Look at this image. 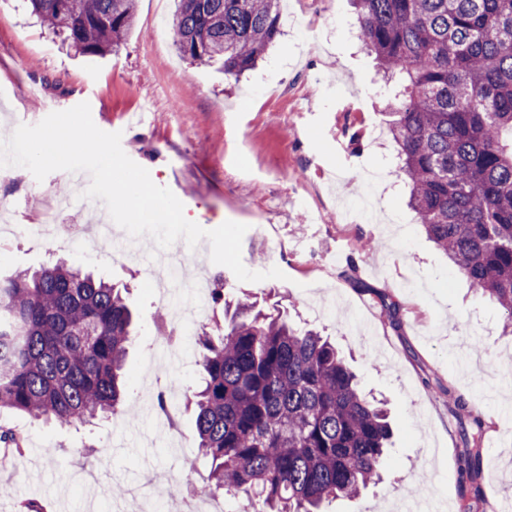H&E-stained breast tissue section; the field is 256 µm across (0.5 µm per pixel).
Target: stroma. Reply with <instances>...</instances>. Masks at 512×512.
Here are the masks:
<instances>
[{"instance_id": "stroma-1", "label": "stroma", "mask_w": 512, "mask_h": 512, "mask_svg": "<svg viewBox=\"0 0 512 512\" xmlns=\"http://www.w3.org/2000/svg\"><path fill=\"white\" fill-rule=\"evenodd\" d=\"M174 0H138L136 23L118 54L75 55L31 16L25 0H0V139L21 124L86 102L98 128L121 133L124 152L169 188L184 214L205 229L247 225L242 261L279 268L283 279L238 281L211 263L208 240L196 253L210 282L226 281L228 300L249 298L334 342L361 390L385 402L393 444L383 479L326 512H390L427 473L431 512H502L512 504V335L499 308L471 289L415 224L395 174L386 133V89L373 54L357 37L352 0H288L282 35L266 60L238 80L178 56L167 32ZM322 34L300 40L303 27ZM72 173L44 180L21 167L0 181L17 233L0 235V274L63 257L126 289L135 313L125 377L127 407L96 426L61 428L0 409V426L26 434L17 464L0 463V512L29 501L44 512H140L130 486L157 494L156 479L209 468L194 446L189 405L201 381V350L188 363L156 367L160 307L147 278L156 253L141 237L139 256L112 262V242L78 253L56 248L37 216L48 199L71 198L62 224L95 223L74 202ZM356 280H349V271ZM397 307L390 327L384 307ZM178 388L169 426L185 447L171 458L155 443L161 388ZM465 393L487 427L480 495H461L456 459L466 446L448 408ZM95 444L101 451L80 456Z\"/></svg>"}]
</instances>
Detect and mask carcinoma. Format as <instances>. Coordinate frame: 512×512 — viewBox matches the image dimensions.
<instances>
[{"label":"carcinoma","instance_id":"1","mask_svg":"<svg viewBox=\"0 0 512 512\" xmlns=\"http://www.w3.org/2000/svg\"><path fill=\"white\" fill-rule=\"evenodd\" d=\"M85 56L120 52L136 0H26ZM179 54L239 78L280 35L279 0H176ZM359 35L385 85L386 127L409 205L455 272L512 327V0H355ZM132 314L123 289L64 260L0 276V408L59 426L91 423L125 402ZM194 392L204 484L263 499L267 512H321L380 480L387 413L358 388L318 332L247 301L196 338ZM459 434L484 421L463 395ZM482 475L480 450L457 460Z\"/></svg>","mask_w":512,"mask_h":512}]
</instances>
